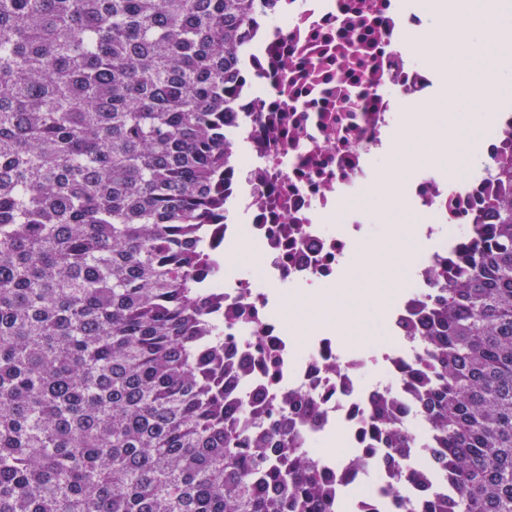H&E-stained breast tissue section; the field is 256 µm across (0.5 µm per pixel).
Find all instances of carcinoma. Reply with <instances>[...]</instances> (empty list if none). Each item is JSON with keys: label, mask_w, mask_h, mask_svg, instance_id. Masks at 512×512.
Instances as JSON below:
<instances>
[{"label": "carcinoma", "mask_w": 512, "mask_h": 512, "mask_svg": "<svg viewBox=\"0 0 512 512\" xmlns=\"http://www.w3.org/2000/svg\"><path fill=\"white\" fill-rule=\"evenodd\" d=\"M272 0H0V512H340L314 398L232 400L206 225L224 114ZM493 223L406 326L453 512H512V151ZM380 396L368 438L415 439ZM409 473L382 489L397 512Z\"/></svg>", "instance_id": "obj_1"}]
</instances>
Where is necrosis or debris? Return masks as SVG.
I'll use <instances>...</instances> for the list:
<instances>
[{"label":"necrosis or debris","instance_id":"1","mask_svg":"<svg viewBox=\"0 0 512 512\" xmlns=\"http://www.w3.org/2000/svg\"><path fill=\"white\" fill-rule=\"evenodd\" d=\"M423 2L277 0L274 13L250 27L233 115L224 122V224L212 231L217 274L208 286L224 299L225 355L249 367L234 396L314 395L318 423L305 431V446L341 433L349 455L317 460L350 512H392L381 490L397 469L420 475L404 489L409 500L446 491L427 474V449H404L394 467L381 448L363 467L353 460L367 446L366 414L379 395L397 400L404 425L420 434L404 375L419 348L405 327L470 237L496 187V162L512 149V111L501 110L463 179L418 166L398 180L401 203L429 221L406 251L412 276L392 310L394 340L342 345L334 331L336 287L376 222L358 201L375 191L379 161L401 144L409 105L430 97L439 81L440 64L416 51L427 30ZM251 265L258 275L248 274ZM293 308L311 327L301 342L285 328Z\"/></svg>","mask_w":512,"mask_h":512}]
</instances>
